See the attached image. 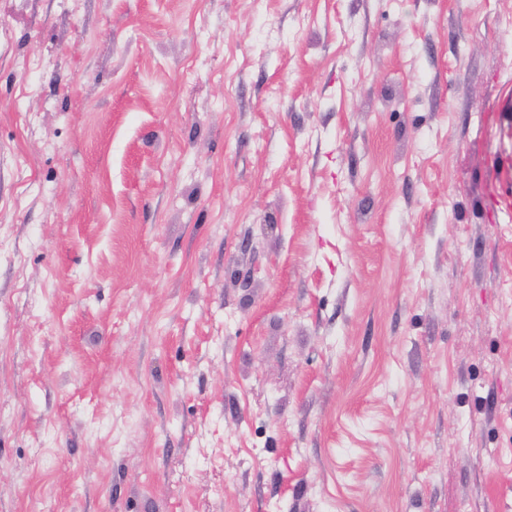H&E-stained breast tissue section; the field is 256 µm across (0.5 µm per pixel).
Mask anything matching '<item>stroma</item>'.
Masks as SVG:
<instances>
[{
	"label": "stroma",
	"instance_id": "obj_1",
	"mask_svg": "<svg viewBox=\"0 0 512 512\" xmlns=\"http://www.w3.org/2000/svg\"><path fill=\"white\" fill-rule=\"evenodd\" d=\"M0 512H512V0H0Z\"/></svg>",
	"mask_w": 512,
	"mask_h": 512
}]
</instances>
